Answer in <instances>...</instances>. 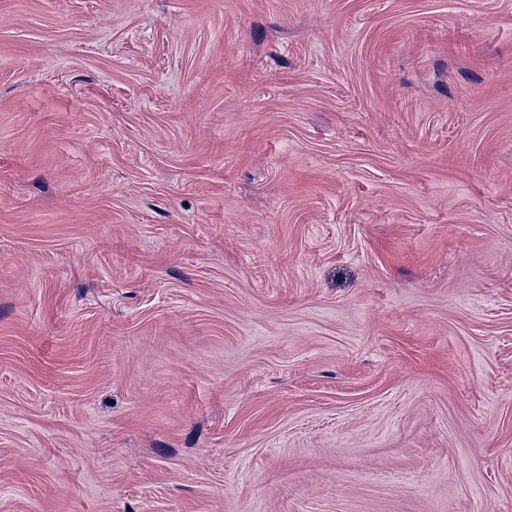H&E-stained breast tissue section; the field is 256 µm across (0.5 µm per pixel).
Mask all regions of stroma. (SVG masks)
I'll use <instances>...</instances> for the list:
<instances>
[{
	"label": "stroma",
	"mask_w": 512,
	"mask_h": 512,
	"mask_svg": "<svg viewBox=\"0 0 512 512\" xmlns=\"http://www.w3.org/2000/svg\"><path fill=\"white\" fill-rule=\"evenodd\" d=\"M0 512H512V0H0Z\"/></svg>",
	"instance_id": "stroma-1"
}]
</instances>
